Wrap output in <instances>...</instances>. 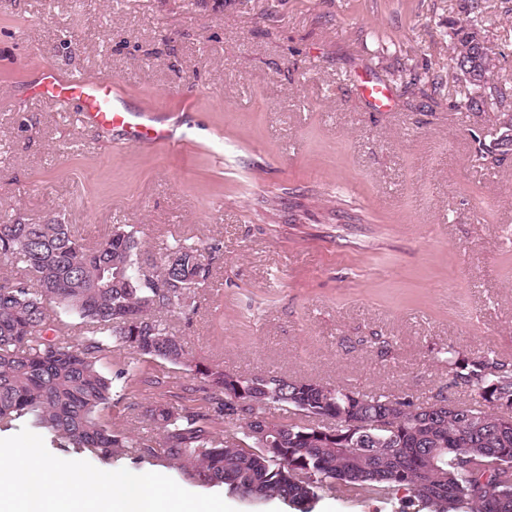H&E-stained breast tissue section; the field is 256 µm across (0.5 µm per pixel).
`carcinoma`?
I'll use <instances>...</instances> for the list:
<instances>
[{"mask_svg": "<svg viewBox=\"0 0 512 512\" xmlns=\"http://www.w3.org/2000/svg\"><path fill=\"white\" fill-rule=\"evenodd\" d=\"M486 3L464 0L466 18L452 29L449 61L461 111L481 112L493 95L491 80L469 77ZM139 253L135 233L121 225L89 245L60 220L0 223V266L14 271L0 277V429L28 420L102 464L133 455L243 500H281L296 512H312L320 492L332 489L355 500L404 489L414 512H512V361L492 350L468 357L445 349L452 383L471 397L458 404L196 363L156 314L184 306L187 290L209 279L205 249L176 240L150 275L140 272ZM52 304L78 318L83 340L53 315ZM114 345L195 372L213 413L166 402L145 412L158 438L112 430L104 412L116 381L128 375L112 376L100 364ZM241 394L250 404L234 401ZM271 410L296 419H269ZM352 418L366 428L349 431Z\"/></svg>", "mask_w": 512, "mask_h": 512, "instance_id": "cac0c4a2", "label": "carcinoma"}]
</instances>
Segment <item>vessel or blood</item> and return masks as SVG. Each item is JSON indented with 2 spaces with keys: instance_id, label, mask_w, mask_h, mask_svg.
Instances as JSON below:
<instances>
[{
  "instance_id": "vessel-or-blood-1",
  "label": "vessel or blood",
  "mask_w": 512,
  "mask_h": 512,
  "mask_svg": "<svg viewBox=\"0 0 512 512\" xmlns=\"http://www.w3.org/2000/svg\"><path fill=\"white\" fill-rule=\"evenodd\" d=\"M30 90L51 105L74 107L81 125L118 135L126 144L176 146L181 142L173 123L153 109L131 106L124 88L112 78L65 73L46 64L37 68Z\"/></svg>"
}]
</instances>
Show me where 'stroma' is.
<instances>
[{
	"instance_id": "obj_1",
	"label": "stroma",
	"mask_w": 512,
	"mask_h": 512,
	"mask_svg": "<svg viewBox=\"0 0 512 512\" xmlns=\"http://www.w3.org/2000/svg\"><path fill=\"white\" fill-rule=\"evenodd\" d=\"M459 3L0 0V215L59 217L89 242L128 226L147 272L173 240L210 248L208 282L165 315L195 361L466 401L439 350L512 361V151H480L512 109V0L489 2L501 68L484 111L456 110L452 85L429 102L391 76L447 74ZM48 62L178 114L182 150L121 146L31 99ZM365 77L391 111L359 94ZM327 195L337 215L316 204ZM133 361L113 430L153 436L147 407L199 406L193 372L123 348L102 366Z\"/></svg>"
}]
</instances>
